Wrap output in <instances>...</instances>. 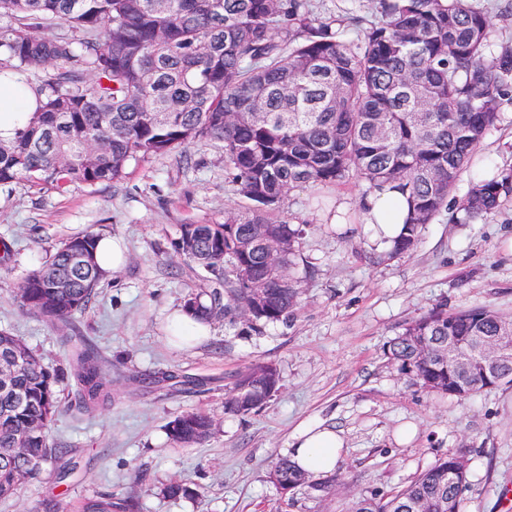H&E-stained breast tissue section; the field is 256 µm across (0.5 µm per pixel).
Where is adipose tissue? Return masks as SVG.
<instances>
[{"label": "adipose tissue", "mask_w": 512, "mask_h": 512, "mask_svg": "<svg viewBox=\"0 0 512 512\" xmlns=\"http://www.w3.org/2000/svg\"><path fill=\"white\" fill-rule=\"evenodd\" d=\"M38 107L37 97L29 87L0 86V137H12L25 128ZM364 223L377 227L382 245H390L403 227L405 209L394 207L389 194H372L364 200ZM346 446L343 434L320 421L298 427L288 442V457L312 476L332 473Z\"/></svg>", "instance_id": "1"}]
</instances>
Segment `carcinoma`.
I'll return each instance as SVG.
<instances>
[{
    "mask_svg": "<svg viewBox=\"0 0 512 512\" xmlns=\"http://www.w3.org/2000/svg\"><path fill=\"white\" fill-rule=\"evenodd\" d=\"M342 16L322 17L315 0H0V82L18 78L39 99L29 125L0 139V187L19 180L63 190L121 179L133 161L179 155L198 142L220 144L229 191L244 205L222 223L182 224L176 254L213 276L219 287L188 298L185 308L209 320L249 308L258 331L288 323L299 310L300 281L292 274L297 240L285 211L300 188H334L351 179L365 194L393 191L405 200L403 233L388 256L417 246L425 224L448 213V197L501 113L512 109V42L495 41L484 0H349ZM362 24L355 40L345 21ZM68 33L49 32L56 24ZM512 198V166L477 181L451 212L472 223ZM264 227L288 238L270 265L260 249L240 245ZM96 235L57 246L19 285L21 306L54 327H68L88 306L104 273ZM509 319L484 307H435L402 328L387 354L415 384L459 401L492 390L478 369L467 373L441 360L448 337L461 345L494 336ZM78 387L76 409L90 415L110 399L99 353L84 341L69 345ZM0 499L34 478L41 464L69 452L50 443L58 412V370L21 339L0 329ZM279 383L272 364L249 366L232 386L252 388L255 409ZM212 419L185 412L168 425L181 445L211 436ZM461 454L439 457L406 486L371 493L350 512H459L468 474H452ZM274 484L288 505L304 488L327 493L335 479L304 485L307 475L279 459ZM166 497L196 490L174 481ZM137 512L100 494L72 512Z\"/></svg>",
    "mask_w": 512,
    "mask_h": 512,
    "instance_id": "1",
    "label": "carcinoma"
}]
</instances>
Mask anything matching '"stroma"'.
Here are the masks:
<instances>
[{"label":"stroma","instance_id":"35a3bbf8","mask_svg":"<svg viewBox=\"0 0 512 512\" xmlns=\"http://www.w3.org/2000/svg\"><path fill=\"white\" fill-rule=\"evenodd\" d=\"M178 155L131 163L122 179L94 187L43 189L20 181L0 188V329L20 336L50 366L66 365L57 331L22 308L17 288L62 240L84 233L123 237L129 258L100 283L70 335L97 347L111 364V400L93 415L75 410L73 379L57 387L60 410L51 439L67 456L43 464L36 478L0 500V512H45L102 493L135 497L139 512H347L361 494L390 493L441 455L465 454L468 487L459 512H512V387L465 402L413 384L384 354L400 328L432 307L488 306L512 317V202L486 222L425 225L417 247L387 260L370 226L339 224L316 208L317 191L297 189L285 208L303 234L294 270L302 280L293 322L245 331L217 317L211 333L177 345L167 327L171 309L212 288L211 276L174 253L180 225L223 222L238 198L224 183L221 150L201 142ZM512 164V110L502 113L460 176L456 208L483 169ZM275 365L279 390L247 415L225 412L224 394L244 367ZM148 372H171L200 382L194 391L143 386ZM187 411L213 417V434L181 447L167 425ZM342 430L347 446L329 494H299L291 510L271 482L274 463L303 422ZM417 433L397 438L408 424ZM179 480L196 496L169 499Z\"/></svg>","mask_w":512,"mask_h":512}]
</instances>
